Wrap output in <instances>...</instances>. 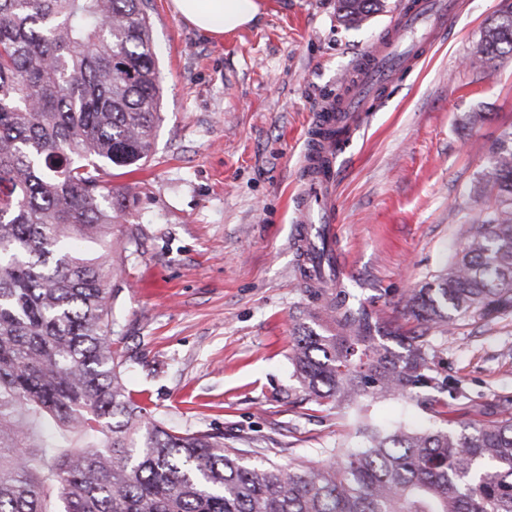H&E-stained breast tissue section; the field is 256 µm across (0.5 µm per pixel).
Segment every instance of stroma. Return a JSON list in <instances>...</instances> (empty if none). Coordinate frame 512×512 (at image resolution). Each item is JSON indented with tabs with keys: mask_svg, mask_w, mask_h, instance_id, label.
Instances as JSON below:
<instances>
[{
	"mask_svg": "<svg viewBox=\"0 0 512 512\" xmlns=\"http://www.w3.org/2000/svg\"><path fill=\"white\" fill-rule=\"evenodd\" d=\"M349 29L336 0H264L255 22L214 37L171 0H151L160 118L148 161L112 176L137 245L113 308L112 345L137 399L178 427L223 435L278 464L348 444L355 424L311 400L288 361L308 319L290 196L307 131L403 0ZM502 0H459L448 32L399 74L336 155L339 286L385 336L420 331L403 311L466 236L472 189L512 131V58L476 68L485 23ZM435 369L461 380L469 404L449 420L512 415V315L456 317L433 331ZM372 401L374 419L433 424L425 402Z\"/></svg>",
	"mask_w": 512,
	"mask_h": 512,
	"instance_id": "obj_1",
	"label": "stroma"
}]
</instances>
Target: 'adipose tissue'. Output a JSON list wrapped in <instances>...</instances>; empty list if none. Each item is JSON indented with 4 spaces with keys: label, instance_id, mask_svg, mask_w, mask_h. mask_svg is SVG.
<instances>
[{
    "label": "adipose tissue",
    "instance_id": "adipose-tissue-1",
    "mask_svg": "<svg viewBox=\"0 0 512 512\" xmlns=\"http://www.w3.org/2000/svg\"><path fill=\"white\" fill-rule=\"evenodd\" d=\"M172 5L196 29L218 36L248 26L262 8L261 0H172Z\"/></svg>",
    "mask_w": 512,
    "mask_h": 512
}]
</instances>
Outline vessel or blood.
<instances>
[{"mask_svg":"<svg viewBox=\"0 0 512 512\" xmlns=\"http://www.w3.org/2000/svg\"><path fill=\"white\" fill-rule=\"evenodd\" d=\"M455 8L456 0H408L391 32L356 64L340 96L318 112L304 166V188L296 199L300 223L316 218L332 223L339 147L351 137L361 114L371 110L376 94L389 84L393 72L416 64L424 49L443 35L444 22Z\"/></svg>","mask_w":512,"mask_h":512,"instance_id":"vessel-or-blood-1","label":"vessel or blood"}]
</instances>
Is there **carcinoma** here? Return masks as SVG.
<instances>
[{"label": "carcinoma", "instance_id": "obj_1", "mask_svg": "<svg viewBox=\"0 0 512 512\" xmlns=\"http://www.w3.org/2000/svg\"><path fill=\"white\" fill-rule=\"evenodd\" d=\"M150 0H0V512H512V416L418 429L366 400L422 387L463 402L424 334L379 341L345 291L305 292L325 319L297 328L300 388L353 418L359 443L276 465L134 401L112 349V305L133 231L104 177L151 153L159 120ZM385 0H337L359 28ZM512 57V4L488 19L473 65ZM488 198L454 260L405 301L426 329L448 311L512 312V132L474 187Z\"/></svg>", "mask_w": 512, "mask_h": 512}]
</instances>
